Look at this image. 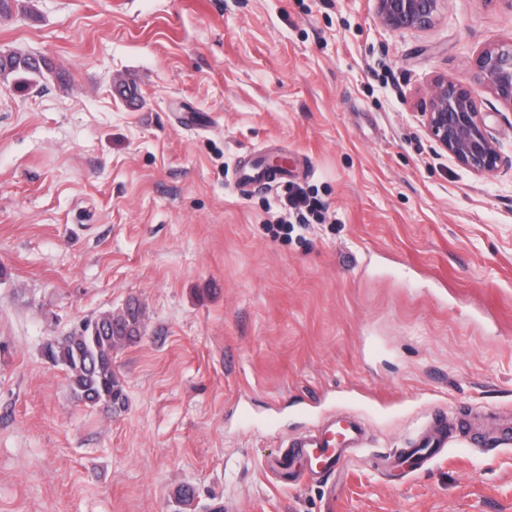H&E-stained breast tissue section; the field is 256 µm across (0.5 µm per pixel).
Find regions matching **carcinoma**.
<instances>
[{
  "label": "carcinoma",
  "mask_w": 512,
  "mask_h": 512,
  "mask_svg": "<svg viewBox=\"0 0 512 512\" xmlns=\"http://www.w3.org/2000/svg\"><path fill=\"white\" fill-rule=\"evenodd\" d=\"M8 76L31 82L43 76V70L31 61L30 55L10 51L8 59L0 60V77ZM122 313V320L115 323V330L109 334L92 332L95 324H112V312L106 311L82 321L81 336L69 334L47 342L44 347L47 361L66 372L70 392L77 401L113 412L125 404L123 385L113 366V353L140 336L143 310L137 301L129 300Z\"/></svg>",
  "instance_id": "obj_1"
}]
</instances>
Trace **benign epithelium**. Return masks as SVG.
<instances>
[{"label":"benign epithelium","instance_id":"benign-epithelium-1","mask_svg":"<svg viewBox=\"0 0 512 512\" xmlns=\"http://www.w3.org/2000/svg\"><path fill=\"white\" fill-rule=\"evenodd\" d=\"M444 6L445 0H376L380 23L392 31L429 28ZM475 84L512 107V40L489 46L477 56ZM420 115L437 147L462 168L482 176L495 173L504 163L473 85L434 80Z\"/></svg>","mask_w":512,"mask_h":512}]
</instances>
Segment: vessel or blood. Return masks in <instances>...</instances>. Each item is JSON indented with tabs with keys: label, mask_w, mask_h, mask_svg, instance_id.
<instances>
[{
	"label": "vessel or blood",
	"mask_w": 512,
	"mask_h": 512,
	"mask_svg": "<svg viewBox=\"0 0 512 512\" xmlns=\"http://www.w3.org/2000/svg\"><path fill=\"white\" fill-rule=\"evenodd\" d=\"M366 428L355 419L329 422L317 432L293 438L284 454L269 459L268 471L281 475L289 484L311 485L324 480L330 473L346 465L355 449L368 447ZM448 445V413L435 411L427 434L416 438L408 453L409 461L400 456L390 457L391 466L410 474L422 469L441 454Z\"/></svg>",
	"instance_id": "vessel-or-blood-1"
}]
</instances>
